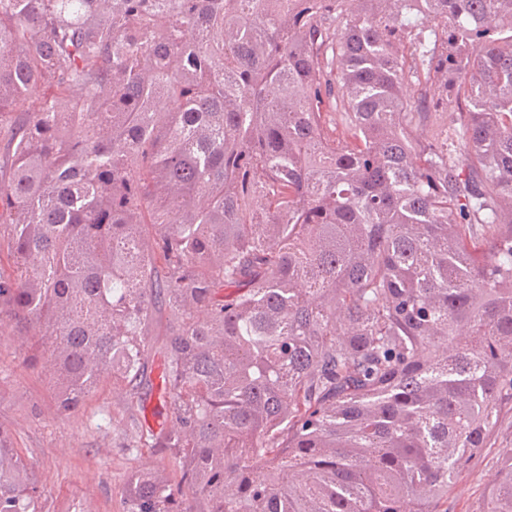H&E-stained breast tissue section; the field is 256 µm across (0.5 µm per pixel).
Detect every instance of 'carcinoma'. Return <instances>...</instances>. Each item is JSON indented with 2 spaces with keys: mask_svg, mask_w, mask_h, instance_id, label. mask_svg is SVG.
<instances>
[{
  "mask_svg": "<svg viewBox=\"0 0 512 512\" xmlns=\"http://www.w3.org/2000/svg\"><path fill=\"white\" fill-rule=\"evenodd\" d=\"M3 250L57 410L124 382L173 464L126 512H448L512 407V0H0Z\"/></svg>",
  "mask_w": 512,
  "mask_h": 512,
  "instance_id": "carcinoma-1",
  "label": "carcinoma"
}]
</instances>
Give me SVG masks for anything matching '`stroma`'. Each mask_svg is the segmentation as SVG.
Segmentation results:
<instances>
[{"label": "stroma", "instance_id": "1", "mask_svg": "<svg viewBox=\"0 0 512 512\" xmlns=\"http://www.w3.org/2000/svg\"><path fill=\"white\" fill-rule=\"evenodd\" d=\"M30 345L0 333V428L32 464L42 512H125L122 488L135 470L163 466L162 454L131 450L130 389L104 382L84 404L58 415L53 386L31 363ZM491 458L476 459L448 497V512H473Z\"/></svg>", "mask_w": 512, "mask_h": 512}]
</instances>
